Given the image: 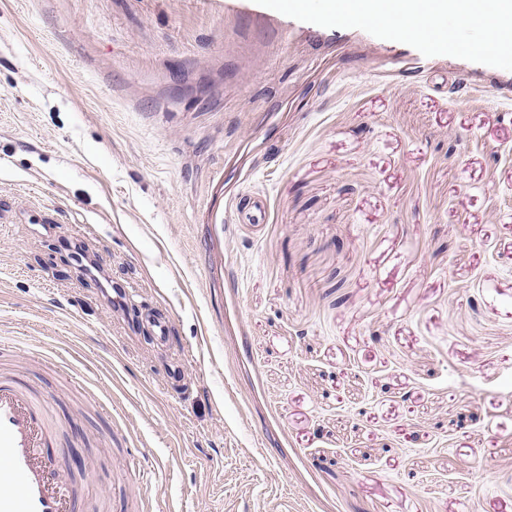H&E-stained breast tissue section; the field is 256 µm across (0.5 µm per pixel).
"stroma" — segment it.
I'll return each instance as SVG.
<instances>
[{
  "instance_id": "obj_1",
  "label": "stroma",
  "mask_w": 512,
  "mask_h": 512,
  "mask_svg": "<svg viewBox=\"0 0 512 512\" xmlns=\"http://www.w3.org/2000/svg\"><path fill=\"white\" fill-rule=\"evenodd\" d=\"M1 371L82 512H512V71L256 0H0Z\"/></svg>"
}]
</instances>
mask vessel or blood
Returning a JSON list of instances; mask_svg holds the SVG:
<instances>
[{
    "mask_svg": "<svg viewBox=\"0 0 512 512\" xmlns=\"http://www.w3.org/2000/svg\"><path fill=\"white\" fill-rule=\"evenodd\" d=\"M47 401L0 377V512H76L78 498L60 473Z\"/></svg>",
    "mask_w": 512,
    "mask_h": 512,
    "instance_id": "obj_1",
    "label": "vessel or blood"
}]
</instances>
